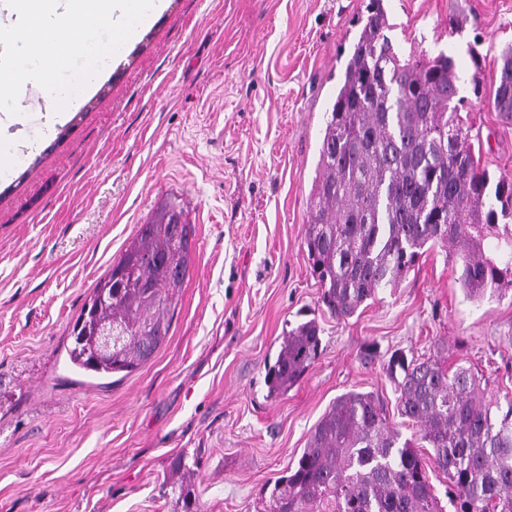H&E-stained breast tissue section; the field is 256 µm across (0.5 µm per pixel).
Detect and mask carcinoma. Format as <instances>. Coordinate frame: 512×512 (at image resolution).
I'll list each match as a JSON object with an SVG mask.
<instances>
[{
  "label": "carcinoma",
  "instance_id": "1",
  "mask_svg": "<svg viewBox=\"0 0 512 512\" xmlns=\"http://www.w3.org/2000/svg\"><path fill=\"white\" fill-rule=\"evenodd\" d=\"M366 11L328 110L305 234L320 301L347 319L435 247L453 250L467 298L499 299L512 291V179L493 183L474 160L455 59H400L384 34L382 0H369ZM493 107L512 117V45L500 56ZM169 212L185 217L181 203L163 201L96 283L71 329L73 366L128 375L165 342L193 238L188 222H164ZM129 322L143 329L116 337L108 355L95 354L97 327ZM320 333L314 319L285 333L266 374L269 394L287 391L310 369L321 354ZM388 369L403 372L399 412L432 448L455 512H512V403L496 415L499 404L478 396L479 382L463 366L395 354ZM170 469L182 477L172 492L191 512L186 455H175ZM262 512L442 510L415 443L400 441L374 395L348 392L274 481Z\"/></svg>",
  "mask_w": 512,
  "mask_h": 512
}]
</instances>
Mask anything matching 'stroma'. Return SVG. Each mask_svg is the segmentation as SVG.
<instances>
[{"label": "stroma", "mask_w": 512, "mask_h": 512, "mask_svg": "<svg viewBox=\"0 0 512 512\" xmlns=\"http://www.w3.org/2000/svg\"><path fill=\"white\" fill-rule=\"evenodd\" d=\"M368 2L167 0L65 121L48 125L41 98L7 128L24 161L0 178V512H184L167 468L179 452L200 512H258L344 393L379 396L401 439L416 436L398 412L395 353L470 368L484 399L512 401V292L467 300L444 250L349 319L319 301L310 192ZM383 7L400 58L454 57L475 156L512 178V121L491 103L512 0ZM169 197L194 247L164 344L126 376L71 368L86 298ZM310 318L319 358L270 396L283 334Z\"/></svg>", "instance_id": "1"}]
</instances>
